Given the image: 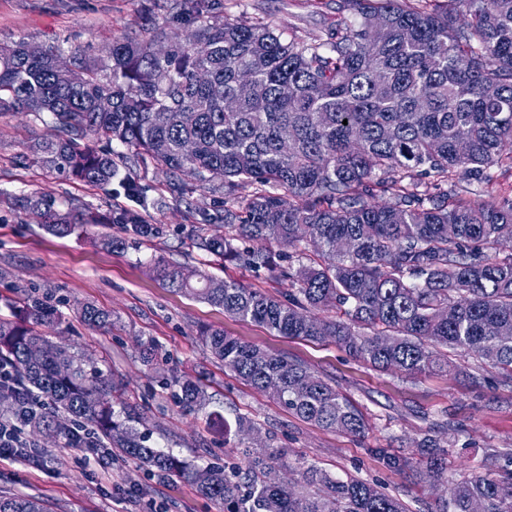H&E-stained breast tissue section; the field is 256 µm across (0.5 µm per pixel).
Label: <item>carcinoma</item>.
<instances>
[{"label":"carcinoma","mask_w":512,"mask_h":512,"mask_svg":"<svg viewBox=\"0 0 512 512\" xmlns=\"http://www.w3.org/2000/svg\"><path fill=\"white\" fill-rule=\"evenodd\" d=\"M430 0H345L359 21L336 24L323 43L287 41L263 22L211 18L181 42L163 27L150 37L112 40L105 54L70 55L84 80L58 65L63 52L29 43L0 45V110L49 117L54 133L32 145L56 177L105 187L130 158L148 155L182 195L190 171L202 184L224 183V215L208 222L192 247L221 263L252 271L278 269L273 245L299 248L298 267L283 273L291 288L276 298L234 278L169 262L154 265L163 284L220 307L240 321L282 336L336 345L378 370L414 376L450 371L452 355L473 354L512 384V199L483 203L453 189L456 179L483 182L488 171H512V0H458L457 13ZM250 71L253 95L239 92ZM293 149H281L283 132ZM116 143L130 154L98 141ZM433 191H419L421 179ZM252 188L245 196L239 188ZM387 197L379 205L376 197ZM47 229L68 236L97 224L77 207L53 208L45 195L22 200ZM110 223L122 251L154 234L124 210ZM351 248L340 252L337 244ZM448 308L452 318L441 310ZM0 316V366L55 411L25 421L34 435L73 443L68 426L82 421L104 448L192 485L224 512H405L376 484L332 477L301 466V485L284 484L280 455L264 448L245 463L198 466L149 445L142 417L118 397L115 383L49 338L63 315L29 293ZM82 320L110 329L112 312L86 303ZM211 354L259 393L320 428L350 435L367 430L364 414L304 363L227 336L200 332ZM183 409L210 404L199 379H174ZM262 434L249 417L224 422V434ZM424 471L443 479L448 450L425 440ZM499 478L452 483L451 498L431 512H512V451ZM0 512H46L42 500L0 496Z\"/></svg>","instance_id":"cac0c4a2"}]
</instances>
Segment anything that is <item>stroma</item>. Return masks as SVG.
I'll return each instance as SVG.
<instances>
[{
  "label": "stroma",
  "instance_id": "stroma-1",
  "mask_svg": "<svg viewBox=\"0 0 512 512\" xmlns=\"http://www.w3.org/2000/svg\"><path fill=\"white\" fill-rule=\"evenodd\" d=\"M170 5L171 0H0V43L24 40L93 57L114 37H146L153 21L191 33L198 24L195 16L178 15ZM209 14L264 21L285 38L307 43L325 38L337 20L356 18L354 11H340L339 0H210ZM50 133L49 122L0 112V315H7L8 302L30 288L51 295L64 314L56 341L93 360L105 377L123 382L124 395L143 415L155 447L200 466L227 457L243 461L244 447L237 439H225L205 413L185 412L172 388L161 384L165 377H192L206 385L210 410L230 421L249 417L271 435L272 447L290 466L289 479H297L304 463L334 477L373 481L401 499L407 512H427L439 492L412 471L389 469L378 449L413 457L425 439H436L448 448L449 479L460 480L492 473L497 455L512 448V386L500 384L498 369L474 355L456 356L454 371L409 378L376 370L331 340L280 336L164 286L151 270L161 257L219 279L234 277L274 296L286 291L288 282L265 271L220 265L192 248L206 217L223 212V189L201 186L189 176L186 193L171 195L166 174L140 158L131 172L150 187L152 204L144 208L119 183L98 188L48 174L30 146ZM34 194L52 197L59 210L71 205L107 215L133 210L156 233L121 252L92 243L96 236H122L118 224L58 237L21 206L23 197ZM80 302L111 311L123 331L89 328L76 310ZM202 326L305 362L363 412L366 433L319 428L256 392L212 356L198 335ZM146 340L157 346L158 369L147 368L139 358L138 344ZM44 448L39 467L21 458H0V495L39 498L48 512H223L221 504L201 497L190 484L147 474L110 450L102 452L108 461L102 467L89 461L83 448L54 441Z\"/></svg>",
  "mask_w": 512,
  "mask_h": 512
}]
</instances>
